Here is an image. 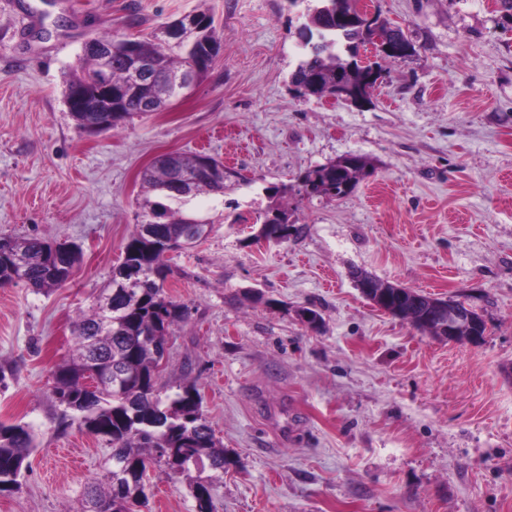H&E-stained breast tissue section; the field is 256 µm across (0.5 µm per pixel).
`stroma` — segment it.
<instances>
[{"label":"stroma","mask_w":512,"mask_h":512,"mask_svg":"<svg viewBox=\"0 0 512 512\" xmlns=\"http://www.w3.org/2000/svg\"><path fill=\"white\" fill-rule=\"evenodd\" d=\"M415 47L362 107L297 94L311 0H0V236L77 246L46 295L0 288V422L38 448L0 512H82L111 445L59 426L52 373L109 287L141 219L142 171L203 152L240 173L194 208L207 234L170 261L161 382L195 384L228 463L215 512H512V12L500 0H360ZM213 20L220 53L193 91L117 129L77 128L63 99L87 40H153ZM348 154L372 174L341 199L280 195ZM280 208L299 235L254 239ZM465 301L481 345L422 334L374 307L351 272ZM320 311L310 329L302 308ZM140 512H194L184 478L147 473Z\"/></svg>","instance_id":"1"}]
</instances>
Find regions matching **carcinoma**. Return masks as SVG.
<instances>
[{"mask_svg": "<svg viewBox=\"0 0 512 512\" xmlns=\"http://www.w3.org/2000/svg\"><path fill=\"white\" fill-rule=\"evenodd\" d=\"M187 38L174 43L166 38L137 41L139 53L153 57L164 72H191L201 79L218 54L213 21L204 12L191 15ZM380 27L391 39L412 43L403 29L376 14L372 20L358 7V0H317L307 15L304 30L316 32L326 42L318 47L312 40L303 44L304 59L292 74V83L305 87L304 94L328 96L338 80L359 81L355 91L367 96L377 80L360 75L359 49L370 42L372 27ZM112 45V67L101 68L94 52L84 54V64L68 85L94 94L102 79L112 81V104L121 108L112 127L143 112L144 97L152 99L154 112L171 104L166 85L152 75L146 80L145 95L122 93L126 80L123 38L115 32L98 37ZM174 167L157 158L141 176L146 196L141 203L142 220L135 225L122 247V261L112 270L113 287L76 322L72 353L53 371L54 396H71L74 402L62 407L60 424L77 420L86 431L106 437L112 444V468L103 481L85 492L86 512H132L148 501L144 475L153 465L164 466L169 474L186 476L196 502V512H213V477H190L191 469L209 462L211 469L224 473V446L216 441L208 424L196 388L185 385L168 394L160 383L165 366L160 355L172 327L190 317L188 305L167 296L164 285L171 273L168 256L182 249L185 228L195 224L204 235L210 221L186 215L181 206L201 194L224 193V164L213 160L214 170L192 186L183 184L176 170L193 171L203 164L198 153H178ZM372 166L361 156H343L309 168L297 184L282 186L278 192L295 191L307 196H329L335 190L344 198ZM20 253L19 266L12 254ZM81 262V251L37 238H0V287L19 281L37 294H47L67 282ZM136 274L133 288H114L125 272ZM407 296L402 320L424 330L422 319L429 310L428 296L412 288H401ZM99 378L95 387L89 380ZM36 448L33 429L22 423H0V492L16 490L26 469V460Z\"/></svg>", "mask_w": 512, "mask_h": 512, "instance_id": "1", "label": "carcinoma"}]
</instances>
